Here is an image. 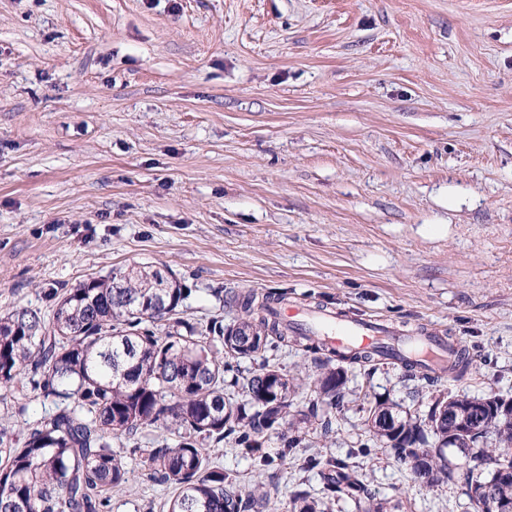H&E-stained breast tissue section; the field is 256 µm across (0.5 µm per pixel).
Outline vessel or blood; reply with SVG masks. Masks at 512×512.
<instances>
[{
    "label": "vessel or blood",
    "mask_w": 512,
    "mask_h": 512,
    "mask_svg": "<svg viewBox=\"0 0 512 512\" xmlns=\"http://www.w3.org/2000/svg\"><path fill=\"white\" fill-rule=\"evenodd\" d=\"M280 315L288 327H295L305 321H312L321 336L338 347L373 348L404 354L408 350L420 351L435 375H442V361L446 352L438 342L430 340L427 328L407 336L401 331L367 318L342 317L324 310L308 311L293 305L281 310Z\"/></svg>",
    "instance_id": "obj_1"
}]
</instances>
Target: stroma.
<instances>
[{
    "label": "stroma",
    "mask_w": 512,
    "mask_h": 512,
    "mask_svg": "<svg viewBox=\"0 0 512 512\" xmlns=\"http://www.w3.org/2000/svg\"><path fill=\"white\" fill-rule=\"evenodd\" d=\"M133 262L189 290L195 323L233 294L427 325L479 354L449 393L512 396V0H0V311L50 315V290ZM345 407L294 456L213 459L259 512L321 494L304 457L351 456L403 512H474L465 487L415 483L359 453L378 401L432 391L387 361L351 368ZM0 399L17 439L52 413ZM141 474L111 512H163Z\"/></svg>",
    "instance_id": "obj_1"
}]
</instances>
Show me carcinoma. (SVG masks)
<instances>
[{
	"label": "carcinoma",
	"mask_w": 512,
	"mask_h": 512,
	"mask_svg": "<svg viewBox=\"0 0 512 512\" xmlns=\"http://www.w3.org/2000/svg\"><path fill=\"white\" fill-rule=\"evenodd\" d=\"M188 289L152 265L134 263L92 276L48 295L52 315L16 308L0 316V396L20 384L56 410L32 427L22 444L0 426V512H107L112 491L127 484L131 469L112 450L115 439L131 438L144 426L176 437L143 451L146 476L172 488L167 512H252L268 501L260 486L244 492L215 465L206 444L229 439L241 454L265 467L262 438L282 425L280 458L303 447L305 429L319 412L344 406L346 370L333 358L363 368L374 351H341L319 336L294 335L312 355L318 373L311 382L264 363L244 378L243 399L227 392L238 380L226 373L288 340L274 313V298L251 290L238 299L241 315L232 323L213 318L197 326L181 310ZM405 376L430 387L437 379L425 365L401 356ZM472 359L456 351L449 378L460 381ZM306 410L288 422V407L304 386ZM496 393L481 397L442 392L419 417L378 402L369 409L371 441L410 465L414 481L433 486L441 478L461 479L474 512H498L512 504V407ZM369 441V442H371ZM361 444V450L369 448ZM456 448L477 461L457 467L444 454ZM304 466L318 471L324 495L354 502L360 512H392L398 505L376 497L356 466L316 455ZM286 512H322L321 501L295 493Z\"/></svg>",
	"instance_id": "1"
}]
</instances>
